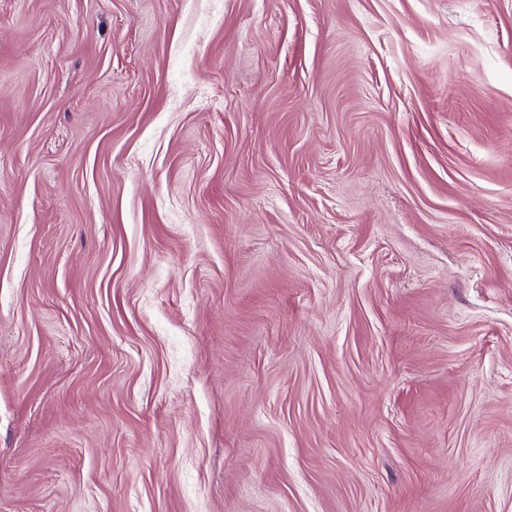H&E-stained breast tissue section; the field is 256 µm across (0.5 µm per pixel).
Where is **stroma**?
Wrapping results in <instances>:
<instances>
[{
    "label": "stroma",
    "instance_id": "35a3bbf8",
    "mask_svg": "<svg viewBox=\"0 0 512 512\" xmlns=\"http://www.w3.org/2000/svg\"><path fill=\"white\" fill-rule=\"evenodd\" d=\"M0 512H512V0H0Z\"/></svg>",
    "mask_w": 512,
    "mask_h": 512
}]
</instances>
